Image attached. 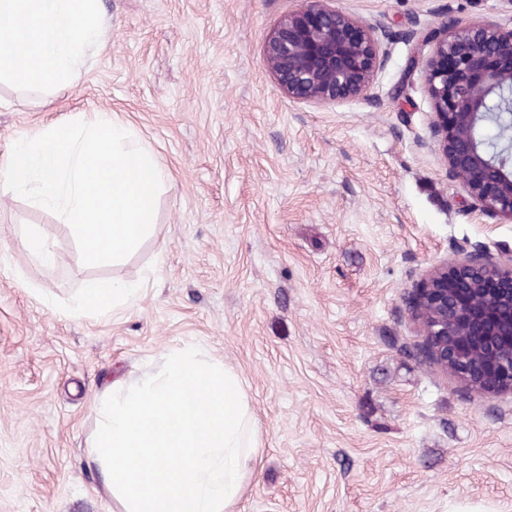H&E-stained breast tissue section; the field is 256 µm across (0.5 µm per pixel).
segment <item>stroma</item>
<instances>
[{"label":"stroma","instance_id":"35a3bbf8","mask_svg":"<svg viewBox=\"0 0 512 512\" xmlns=\"http://www.w3.org/2000/svg\"><path fill=\"white\" fill-rule=\"evenodd\" d=\"M385 17L366 97L300 104L263 63L292 0H101L103 40L71 84L0 79V155L109 112L168 175L156 229L87 266L62 216L0 193V512H113L89 456L116 381L193 343L240 377L260 440L234 512H512V397L464 395L414 355L406 295L512 222L472 210L439 150L421 64L447 15L512 24L507 0H339ZM415 38H408V31ZM51 260L30 255V228ZM139 283L116 314L78 315L84 282Z\"/></svg>","mask_w":512,"mask_h":512}]
</instances>
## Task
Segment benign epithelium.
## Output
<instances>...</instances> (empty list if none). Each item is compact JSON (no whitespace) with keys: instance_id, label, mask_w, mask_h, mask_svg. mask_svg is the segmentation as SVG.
<instances>
[{"instance_id":"benign-epithelium-1","label":"benign epithelium","mask_w":512,"mask_h":512,"mask_svg":"<svg viewBox=\"0 0 512 512\" xmlns=\"http://www.w3.org/2000/svg\"><path fill=\"white\" fill-rule=\"evenodd\" d=\"M268 33L263 62L288 99L341 104L367 96L386 65L384 17L364 23L337 0H295ZM424 82L434 120L422 149H441L448 180L484 216L512 220V158L478 139L500 112L512 116V28L448 17L428 33ZM474 298L448 295V282ZM423 330L420 354L467 389L512 393V251L475 244L430 270L408 302Z\"/></svg>"}]
</instances>
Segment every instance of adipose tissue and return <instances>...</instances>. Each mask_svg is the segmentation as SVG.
<instances>
[{"label": "adipose tissue", "mask_w": 512, "mask_h": 512, "mask_svg": "<svg viewBox=\"0 0 512 512\" xmlns=\"http://www.w3.org/2000/svg\"><path fill=\"white\" fill-rule=\"evenodd\" d=\"M104 30L99 0H0V76L34 88L65 86ZM138 292L133 282L90 280L83 285L77 310L88 315L115 312Z\"/></svg>", "instance_id": "ef3b65f1"}]
</instances>
